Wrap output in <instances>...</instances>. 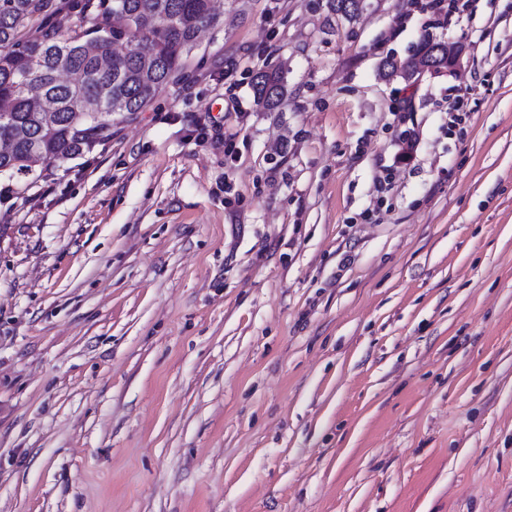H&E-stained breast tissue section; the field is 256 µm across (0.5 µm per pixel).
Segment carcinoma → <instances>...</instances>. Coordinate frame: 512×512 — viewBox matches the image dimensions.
<instances>
[{"label":"carcinoma","mask_w":512,"mask_h":512,"mask_svg":"<svg viewBox=\"0 0 512 512\" xmlns=\"http://www.w3.org/2000/svg\"><path fill=\"white\" fill-rule=\"evenodd\" d=\"M328 11L352 19L363 0H326ZM130 22L112 26L113 15ZM79 25L64 30L63 21ZM217 23L212 0H0V176L33 172L75 158L112 138V118L142 111L183 66L200 32ZM448 68L447 49L431 34L403 63L382 60L383 76L410 80L426 68ZM255 100L277 110L284 74L253 73Z\"/></svg>","instance_id":"carcinoma-1"}]
</instances>
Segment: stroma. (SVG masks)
Listing matches in <instances>:
<instances>
[{"instance_id":"obj_1","label":"stroma","mask_w":512,"mask_h":512,"mask_svg":"<svg viewBox=\"0 0 512 512\" xmlns=\"http://www.w3.org/2000/svg\"><path fill=\"white\" fill-rule=\"evenodd\" d=\"M218 2L0 178V512H512V0ZM426 31L458 65L382 78ZM250 86L255 100L268 111L277 110L286 96V79L283 73L276 71H257L253 73Z\"/></svg>"}]
</instances>
